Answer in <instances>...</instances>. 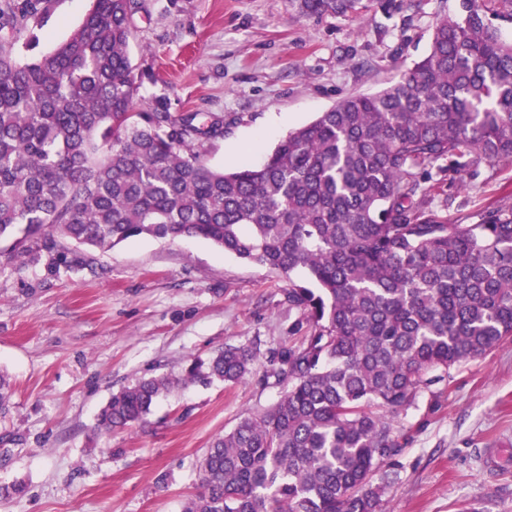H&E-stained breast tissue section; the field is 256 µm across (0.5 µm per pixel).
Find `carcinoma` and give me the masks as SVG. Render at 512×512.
<instances>
[{"label":"carcinoma","mask_w":512,"mask_h":512,"mask_svg":"<svg viewBox=\"0 0 512 512\" xmlns=\"http://www.w3.org/2000/svg\"><path fill=\"white\" fill-rule=\"evenodd\" d=\"M345 16L363 0H295ZM488 0L437 19L401 79L351 95L288 132L260 166L216 170L198 146L224 118L139 109L130 56L137 0H91L54 51L39 44L51 0H0V257L46 250L85 265L131 239L198 237L288 280L308 335L277 352L273 404L215 438L183 512H384L375 472L401 448L390 416L450 369L512 341V209L450 224L429 182L512 161V41ZM302 270L308 282L292 274ZM227 346L182 378L112 395L97 430L131 428L177 386L248 377Z\"/></svg>","instance_id":"1"}]
</instances>
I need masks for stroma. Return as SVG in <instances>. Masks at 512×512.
<instances>
[{"label":"stroma","mask_w":512,"mask_h":512,"mask_svg":"<svg viewBox=\"0 0 512 512\" xmlns=\"http://www.w3.org/2000/svg\"><path fill=\"white\" fill-rule=\"evenodd\" d=\"M132 56L141 104L223 116L202 161L261 163L289 131L344 96L375 93L429 52L437 18L459 0H394L345 17L304 16L294 0H139ZM90 0H52L38 54L78 26ZM452 224L512 208V161L432 190ZM85 265L55 269L40 252L0 258V370L13 383L0 416V482L24 494L0 512H182L198 490L210 442L283 388L264 380L271 352L300 342L287 280L190 237L84 249ZM256 352L227 385L178 387L144 423L95 429L113 393L142 377H181L225 346ZM402 448L385 464L386 512H512V342L422 388L395 414Z\"/></svg>","instance_id":"obj_1"}]
</instances>
